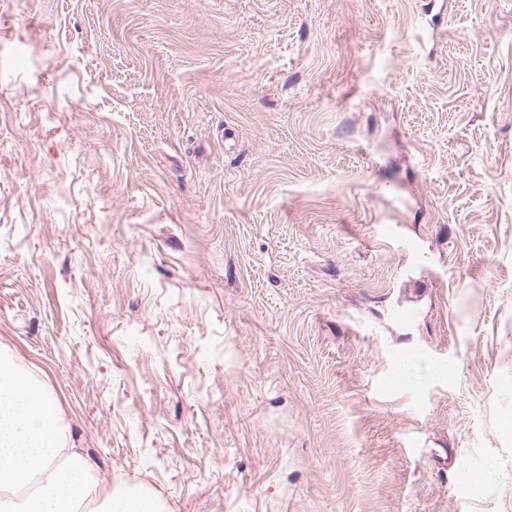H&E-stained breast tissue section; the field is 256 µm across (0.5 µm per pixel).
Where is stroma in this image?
<instances>
[{
    "mask_svg": "<svg viewBox=\"0 0 512 512\" xmlns=\"http://www.w3.org/2000/svg\"><path fill=\"white\" fill-rule=\"evenodd\" d=\"M0 350L102 497L512 512V0H11Z\"/></svg>",
    "mask_w": 512,
    "mask_h": 512,
    "instance_id": "1",
    "label": "stroma"
}]
</instances>
